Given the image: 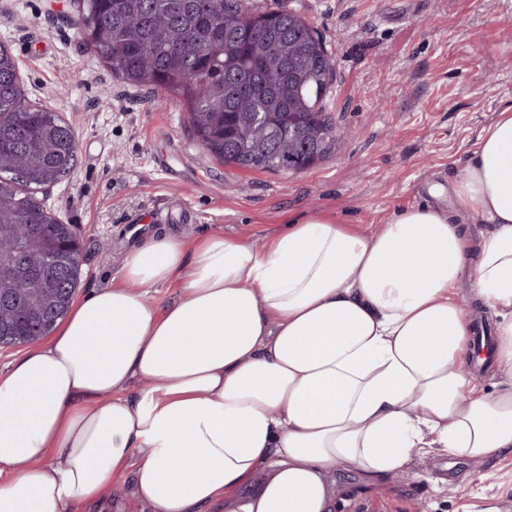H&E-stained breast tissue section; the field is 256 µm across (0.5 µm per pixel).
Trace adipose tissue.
<instances>
[{"instance_id":"ef3b65f1","label":"adipose tissue","mask_w":512,"mask_h":512,"mask_svg":"<svg viewBox=\"0 0 512 512\" xmlns=\"http://www.w3.org/2000/svg\"><path fill=\"white\" fill-rule=\"evenodd\" d=\"M453 194L490 226L478 248L425 206L372 234L316 215L260 250L163 233L129 251L0 375V512L101 502L130 461L148 512H335L339 471L512 454V105ZM464 276L496 316L491 396Z\"/></svg>"}]
</instances>
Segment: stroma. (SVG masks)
Returning <instances> with one entry per match:
<instances>
[{
  "instance_id": "obj_1",
  "label": "stroma",
  "mask_w": 512,
  "mask_h": 512,
  "mask_svg": "<svg viewBox=\"0 0 512 512\" xmlns=\"http://www.w3.org/2000/svg\"><path fill=\"white\" fill-rule=\"evenodd\" d=\"M325 38L336 81L327 110L341 131L333 155L301 172L225 165L193 137L179 101L157 106L87 49L76 0H0V42L31 100L73 131L74 170L42 192L79 229L76 297L110 285L126 253L165 230L186 242L213 233L264 244L311 214L365 232L395 212L434 205L447 189L472 241L488 229L459 211L452 185L482 131L512 104V0H276ZM132 465L97 505L74 512H146ZM337 512H467L476 494L512 495V455L473 467L434 452L401 478L340 472Z\"/></svg>"
}]
</instances>
